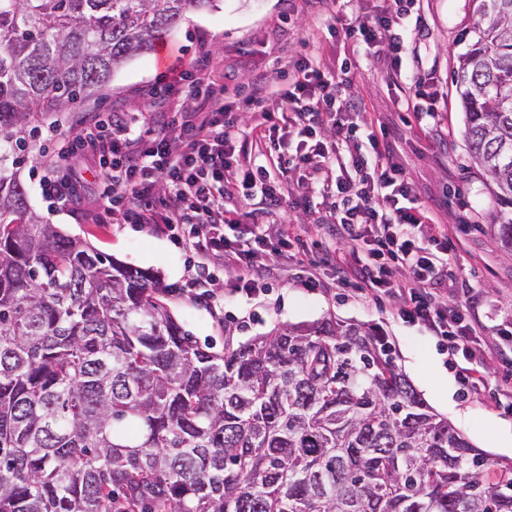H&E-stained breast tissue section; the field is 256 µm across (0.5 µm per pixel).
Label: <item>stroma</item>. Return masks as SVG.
<instances>
[{"mask_svg":"<svg viewBox=\"0 0 512 512\" xmlns=\"http://www.w3.org/2000/svg\"><path fill=\"white\" fill-rule=\"evenodd\" d=\"M294 5L292 23L300 27L295 35L288 31L292 23L282 17V0H211L206 8L189 9L168 41L176 49L182 70L210 63L213 79L225 84L228 103L257 73H267L273 83H284L290 58L300 54L316 56L335 70L351 64L349 94L372 119L398 127L395 150L404 174L418 197L433 207L454 242L448 302L469 305L472 319L483 324L475 346L485 353L486 373L505 383L512 379V370L498 352L512 348V248L499 235L497 207L486 176L469 152L464 114L451 80L465 50L461 37L477 20L471 0H416L406 24L409 53L423 60L419 75L437 91L440 122L433 131L402 122L397 102L404 92L391 82L383 62H354L351 45L328 34L310 0H294ZM164 75L155 53L133 56L113 71L99 95L43 119L30 139L31 150L49 146L50 136L69 133L97 112L148 111ZM19 175L31 210L44 223L130 266L153 272L162 301L199 343L211 344L220 352L225 342L238 343L280 324H306L331 315L375 326L394 344L398 366L424 401L483 449L490 467L512 459V414L498 408L497 391L467 392L459 381L456 361L428 331L397 319L393 305L375 307L357 298L353 289L339 287L337 264L344 261V252H337L335 262L327 264L321 263L319 253H312L319 281L315 288L304 286L293 258L276 256L277 275L267 295L248 309L226 299L229 283L224 274H215L204 285L225 299L220 314L215 315L206 300L181 293L196 276L190 254L181 245L152 233L146 224L96 221L100 200L94 169L82 172L88 192L76 213L53 205L43 191L39 169L25 163ZM328 210V203L317 196L309 207L269 214L267 237L277 241L287 224L321 223ZM446 388L452 389L453 401L442 406L437 396Z\"/></svg>","mask_w":512,"mask_h":512,"instance_id":"1","label":"stroma"}]
</instances>
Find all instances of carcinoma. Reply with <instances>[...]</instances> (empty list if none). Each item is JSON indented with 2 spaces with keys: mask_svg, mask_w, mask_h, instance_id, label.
I'll return each instance as SVG.
<instances>
[{
  "mask_svg": "<svg viewBox=\"0 0 512 512\" xmlns=\"http://www.w3.org/2000/svg\"><path fill=\"white\" fill-rule=\"evenodd\" d=\"M211 0H0V512H512V462L326 317L224 350L152 273L29 209L27 134ZM452 83L512 247V0H473Z\"/></svg>",
  "mask_w": 512,
  "mask_h": 512,
  "instance_id": "cac0c4a2",
  "label": "carcinoma"
}]
</instances>
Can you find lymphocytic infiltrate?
<instances>
[{
	"instance_id": "obj_1",
	"label": "lymphocytic infiltrate",
	"mask_w": 512,
	"mask_h": 512,
	"mask_svg": "<svg viewBox=\"0 0 512 512\" xmlns=\"http://www.w3.org/2000/svg\"><path fill=\"white\" fill-rule=\"evenodd\" d=\"M313 2L318 16L328 19L330 35L348 40L356 57L387 58L394 80L406 86L400 111L435 124L437 96L415 79L406 62L409 0H382L371 18L357 15L355 0ZM269 83L266 74L255 75L244 98L254 124L245 130L224 102L223 85L202 69L180 73L165 93L189 97L186 108L159 121L144 112L135 124L117 112L97 113L59 141L55 158L43 159L41 183L59 207L74 208L84 184L77 177L60 180L58 168L80 152L97 159L104 212L119 211L128 224L152 225L188 249L200 273L224 270L233 278L230 298L247 304L268 284L267 257L293 244L286 236L270 247L261 233L265 216L297 208L309 193H318L332 201L324 232L350 257L342 285L355 288L367 302L397 300L401 320L423 327L449 355L462 356L459 375L466 389L492 387L482 372L484 355L472 347L481 324L463 307L448 305L438 290L452 247L406 179L392 145L393 131L376 129L345 95L342 75L314 56L291 60L288 83L280 92L281 112L265 108ZM247 133L287 152L285 169L296 173V180L278 181L264 166L242 164L240 142ZM330 133L336 136L332 147L326 142ZM230 169L236 178L228 184L224 173ZM235 194L257 195L262 202L251 213L245 236L236 232L237 212L224 205Z\"/></svg>"
}]
</instances>
